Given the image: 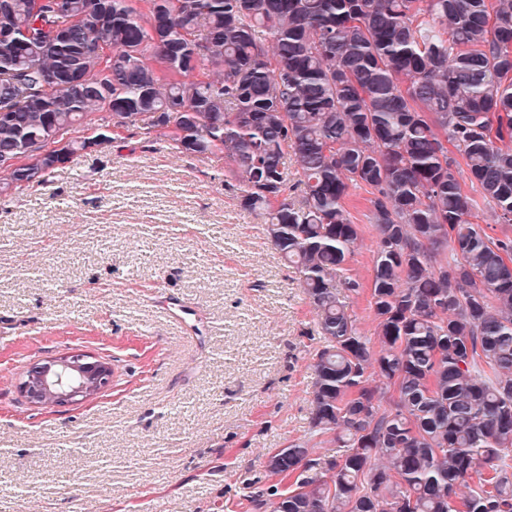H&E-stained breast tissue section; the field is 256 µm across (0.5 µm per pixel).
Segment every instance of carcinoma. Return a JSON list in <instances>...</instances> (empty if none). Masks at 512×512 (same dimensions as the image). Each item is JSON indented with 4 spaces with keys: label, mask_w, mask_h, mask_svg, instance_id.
I'll use <instances>...</instances> for the list:
<instances>
[{
    "label": "carcinoma",
    "mask_w": 512,
    "mask_h": 512,
    "mask_svg": "<svg viewBox=\"0 0 512 512\" xmlns=\"http://www.w3.org/2000/svg\"><path fill=\"white\" fill-rule=\"evenodd\" d=\"M115 117L227 156L316 311L310 424L345 453L278 449L294 482L256 508L512 512V239L462 188L512 224V0H0V193L112 143ZM356 186L375 345L339 298ZM463 188L464 191L470 196L474 197L479 204V208L475 212L476 217L472 218V221L480 224L481 227L486 230L488 235L494 238H503L505 234L512 238V224L508 226V224L495 223L492 208L482 200L479 189L475 186H472L467 179H465Z\"/></svg>",
    "instance_id": "carcinoma-1"
}]
</instances>
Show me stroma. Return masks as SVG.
<instances>
[{
	"instance_id": "35a3bbf8",
	"label": "stroma",
	"mask_w": 512,
	"mask_h": 512,
	"mask_svg": "<svg viewBox=\"0 0 512 512\" xmlns=\"http://www.w3.org/2000/svg\"><path fill=\"white\" fill-rule=\"evenodd\" d=\"M367 197L351 191L361 290L346 303L372 340ZM265 222L223 155L136 127L0 194V512H255L248 493L289 485L270 453L341 455L311 429L322 339ZM73 349L110 360V389L28 403L20 373Z\"/></svg>"
}]
</instances>
